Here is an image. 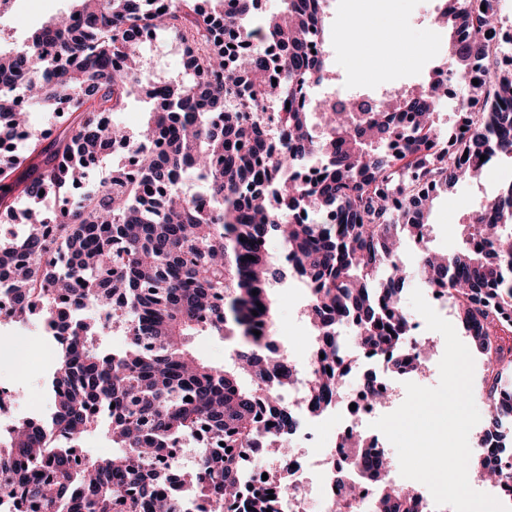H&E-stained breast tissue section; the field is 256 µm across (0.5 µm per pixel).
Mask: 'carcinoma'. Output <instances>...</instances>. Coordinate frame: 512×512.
Here are the masks:
<instances>
[{
	"instance_id": "cac0c4a2",
	"label": "carcinoma",
	"mask_w": 512,
	"mask_h": 512,
	"mask_svg": "<svg viewBox=\"0 0 512 512\" xmlns=\"http://www.w3.org/2000/svg\"><path fill=\"white\" fill-rule=\"evenodd\" d=\"M73 2L66 18L0 49V217L33 229L15 243L27 261L11 273L14 318L51 328L54 316L74 313L57 339L50 418L0 434V498L13 512H184L186 500L195 512H284L285 476L270 480L272 499L244 478L301 427L282 396L297 370L271 343V237L297 278L315 284L307 317L322 339L316 354L337 362L349 349L344 328L373 352L409 346L399 253L407 238L421 244L425 286L447 290L496 366L484 375L488 428L468 469L499 475L486 449L512 439V398L500 399L512 394V361L498 336L512 328V182L489 202L493 218L478 208L458 224L462 249L437 256L425 239L441 189L480 177L498 154L512 159V70L498 67L512 37H490L500 0H452L437 19L449 32L438 69L484 104H461L464 138L441 133L447 92L435 79L386 96L374 112L306 107L313 86L332 80L327 56L309 46L324 35L327 0H283L258 21V0ZM143 29L174 35L179 77L154 71ZM268 43L281 50L278 68ZM18 93L42 108L66 102L71 122L48 142L29 133ZM133 95L153 104L139 133L100 123ZM272 99L283 111L274 129L265 120ZM20 138L24 155L9 147ZM114 141L126 143L138 176L117 166L69 214L45 212L39 192L82 180ZM307 166L317 177L301 181L293 171ZM114 329L125 336L119 348L104 339ZM198 333L237 339L233 363L199 360L188 346ZM343 376L309 374L311 413L332 409ZM92 432L118 452L77 456ZM368 442L359 436L348 462L359 477L371 470ZM177 447L198 461L175 477ZM418 505L414 491L381 477L370 512Z\"/></svg>"
}]
</instances>
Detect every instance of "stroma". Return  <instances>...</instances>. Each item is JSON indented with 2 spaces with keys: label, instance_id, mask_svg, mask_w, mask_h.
I'll use <instances>...</instances> for the list:
<instances>
[{
  "label": "stroma",
  "instance_id": "stroma-1",
  "mask_svg": "<svg viewBox=\"0 0 512 512\" xmlns=\"http://www.w3.org/2000/svg\"><path fill=\"white\" fill-rule=\"evenodd\" d=\"M328 28L334 41L329 48V66L345 92L379 98L388 90L412 89L432 77L443 56L439 53L408 63L400 61L384 65L377 56L368 57L363 66H355L350 48L338 36L349 20V0H329ZM72 0H12L0 13V45L25 41L33 31L50 21L65 17ZM432 0H396L394 18L404 37L410 42L447 41V29L438 27L431 15ZM512 181V160L492 161L477 181H469L440 192L429 215L430 249L450 253L462 248L455 226L472 212L477 200L497 196ZM273 334L290 360L306 359L310 343L308 319L304 313L307 301L301 289L295 288L291 276H284L273 291ZM0 334L26 340L31 367L17 366L12 347L0 349V383L11 389L13 420L41 419L53 410L50 379L59 365V349L44 329L42 321L0 322Z\"/></svg>",
  "mask_w": 512,
  "mask_h": 512
}]
</instances>
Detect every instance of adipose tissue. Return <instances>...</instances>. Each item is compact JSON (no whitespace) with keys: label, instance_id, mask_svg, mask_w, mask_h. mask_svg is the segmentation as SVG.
<instances>
[{"label":"adipose tissue","instance_id":"1","mask_svg":"<svg viewBox=\"0 0 512 512\" xmlns=\"http://www.w3.org/2000/svg\"><path fill=\"white\" fill-rule=\"evenodd\" d=\"M350 3L352 23L344 33L345 38H353L360 29H372L374 39L369 46L370 51L384 55L389 62L400 58L410 60L426 53L427 44H405L403 32L397 25L376 23L377 13L391 12L393 0H350Z\"/></svg>","mask_w":512,"mask_h":512}]
</instances>
